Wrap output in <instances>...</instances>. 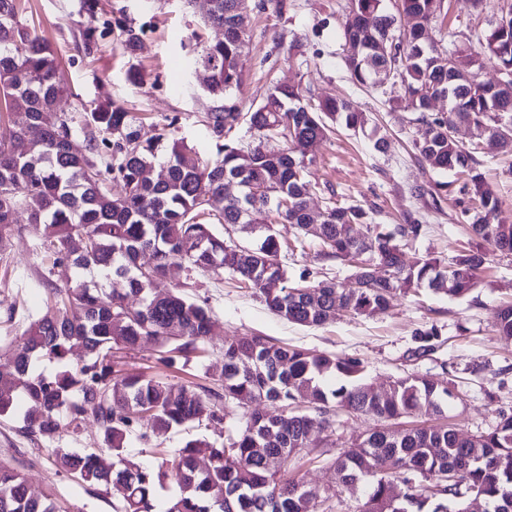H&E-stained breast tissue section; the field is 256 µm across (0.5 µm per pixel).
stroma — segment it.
Here are the masks:
<instances>
[{
  "mask_svg": "<svg viewBox=\"0 0 512 512\" xmlns=\"http://www.w3.org/2000/svg\"><path fill=\"white\" fill-rule=\"evenodd\" d=\"M103 18L124 16L141 28L140 47L128 54L119 30H112L94 52L83 48L79 31L88 23L80 0H21L18 18L35 27L57 52L73 110L110 101L137 113L140 136L157 135L165 117L179 116V134L201 153L214 144L201 119L215 104L201 88L202 78L190 72L184 48L206 10L204 0H101ZM249 42L242 57L241 111L257 105L271 83H298L314 99L348 98L370 116L373 130L353 132L335 127L313 147L307 178L312 214L328 201L369 210L374 223L399 224L412 215L423 226L417 250L440 260L455 255L467 239L458 203L465 175L422 168L414 143L421 127L410 108L390 107L391 86L378 89L353 85L344 65L343 24L349 0H246ZM448 15L430 35L439 48L473 51L478 40L512 10V0H485L482 10L468 0H445ZM144 76L142 83L127 79L130 68ZM388 146L374 147L376 134ZM476 158L486 183L497 195L503 217L512 219V155L482 148ZM446 181L450 187L440 201L418 198L410 189ZM17 228L0 246V341L21 336L46 310L54 280L41 259L39 240L25 212L16 215ZM315 242L285 255L289 274L302 269L324 270L328 277L351 285L352 269L317 255ZM186 294L204 302L224 326L213 337V351L203 369L211 377L222 370L219 352L225 340L261 334L288 344L343 357L361 359L365 378L380 387L408 374L426 375L455 385L456 396L443 417L461 434L492 431L500 414H512V341L495 332L501 305L512 300V255L493 254L479 288L464 299L420 290L398 297L387 313L373 317L337 313L334 321L316 328L289 323L272 314L254 289L244 288L230 275L181 278ZM434 330L433 348L421 352V334ZM21 415L0 417V464L28 476L38 494L52 495L61 512H114L119 492L104 493L78 482L53 463L54 448L84 450L100 445L88 424L64 426L54 443L34 442L20 427ZM375 417L339 413L334 431L313 429L307 451L288 460L290 473L321 492V512H356L370 491L369 481L346 489L333 481L331 463L365 432L378 429Z\"/></svg>",
  "mask_w": 512,
  "mask_h": 512,
  "instance_id": "stroma-1",
  "label": "stroma"
}]
</instances>
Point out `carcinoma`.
Masks as SVG:
<instances>
[{"mask_svg": "<svg viewBox=\"0 0 512 512\" xmlns=\"http://www.w3.org/2000/svg\"><path fill=\"white\" fill-rule=\"evenodd\" d=\"M18 2L0 0V99L26 117L22 127L0 129V247L18 210H25L63 286L53 288L47 311L23 336L0 347V369L10 376L0 383V417L14 413L23 395V433L49 443L64 421L92 417L101 447L55 448L53 463L90 486L119 484L116 512H156L157 488L168 482L178 485L179 494L165 512H211L215 504L223 512H314L309 488L284 470L291 456L306 449L309 428L332 427L339 411L387 422L414 412L442 415L453 392L437 380L400 377L378 398L361 360L265 336L224 342L222 380L215 388L125 375L114 352L149 342L162 369L188 372L202 364L221 326L208 307L173 284L182 271L227 272L258 290L273 314L305 327L333 320L338 308L383 314L396 296L422 287L453 298L476 288L487 261L484 245L512 254V224L500 217L498 198L478 172L474 152L458 145L449 130L465 122L480 132L512 126V76L502 72L512 67V9L484 35L480 50L450 54L425 40L443 0H398L414 19L403 30L383 0H350L343 27L345 43L357 48L344 58L350 80L359 86H380L388 77L398 83L401 98L424 126L415 143L418 161L434 171L467 174V191L478 200V206L462 210L469 239L444 263L427 255L404 259V249L419 240L423 228L410 215L402 224H373L360 205L330 206L321 231L309 235L308 163L292 147L279 154L264 151L262 139H322L333 123L356 130L367 118L347 101L312 104L300 86L283 83L273 84L249 112L229 103L242 84L240 58L247 44V34L236 26L235 0H211L202 20L222 38L205 43L197 31L190 35L198 51L189 65L201 67L206 90L226 100L204 116L214 157L175 135L178 116L166 118L162 132L143 141L138 117L110 102L84 109L79 124L85 150L72 151L74 117L62 109L68 89L58 55L18 20ZM121 32L124 49L134 53L138 30L125 23ZM481 56L501 70L497 82L480 79ZM435 86L448 97L446 112H432L420 94ZM242 119L253 133L245 146L226 140ZM163 143L166 178L152 180L145 171L155 165ZM226 179L240 185V195L224 198ZM114 183L120 192H113ZM205 211L218 213L224 232L198 221ZM274 218L295 225L302 238L316 239L322 258L356 263L366 255L390 275L370 276V269L359 266L358 288L311 269L290 276L272 233ZM355 226L366 227V233L351 234ZM145 252L151 261L141 264ZM87 270L103 274L111 288L88 284ZM272 282L278 287H267ZM312 290L319 293L315 305ZM496 332L512 339V303L499 311ZM265 402L279 404L280 412L259 410ZM229 403L244 409L245 421L227 438H190L156 467L129 458L127 437L157 440L204 419L219 426ZM332 467L342 484L374 478L358 512H466L476 496L498 512L496 506L512 498V415L473 437L449 425L374 430ZM396 480L407 486L401 502L391 495ZM0 512L59 507L51 496L34 493L20 472L0 466Z\"/></svg>", "mask_w": 512, "mask_h": 512, "instance_id": "1", "label": "carcinoma"}]
</instances>
